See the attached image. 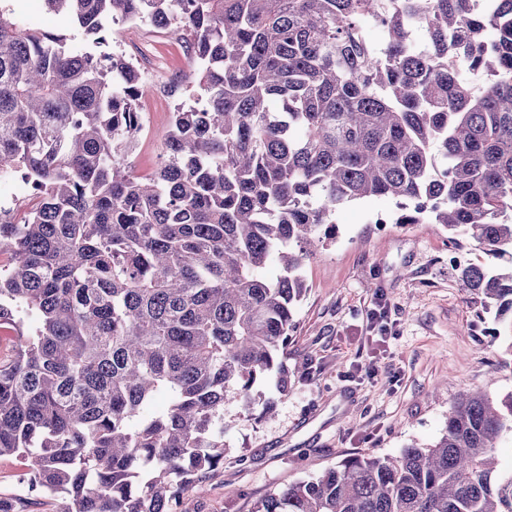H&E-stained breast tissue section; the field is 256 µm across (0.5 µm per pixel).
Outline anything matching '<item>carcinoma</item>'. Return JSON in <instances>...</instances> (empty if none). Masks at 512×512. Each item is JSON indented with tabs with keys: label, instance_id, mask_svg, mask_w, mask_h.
Returning a JSON list of instances; mask_svg holds the SVG:
<instances>
[{
	"label": "carcinoma",
	"instance_id": "obj_1",
	"mask_svg": "<svg viewBox=\"0 0 512 512\" xmlns=\"http://www.w3.org/2000/svg\"><path fill=\"white\" fill-rule=\"evenodd\" d=\"M88 46L117 19L171 30L184 80L148 177L126 162L150 92L123 53L73 49L0 7V176L38 197L0 211V457L63 512H188L224 465V404L274 409L336 210L385 197L502 265L456 267L512 337V0H42ZM422 31V49L414 34ZM167 407L151 412L159 397ZM512 393L461 395L439 441L363 456L255 512H512L492 482Z\"/></svg>",
	"mask_w": 512,
	"mask_h": 512
}]
</instances>
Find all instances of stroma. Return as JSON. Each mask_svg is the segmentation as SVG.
I'll list each match as a JSON object with an SVG mask.
<instances>
[{"mask_svg": "<svg viewBox=\"0 0 512 512\" xmlns=\"http://www.w3.org/2000/svg\"><path fill=\"white\" fill-rule=\"evenodd\" d=\"M115 49L152 55L167 84L192 69L184 53L160 36L113 23ZM177 98L166 88L140 101L149 133L130 160L153 171ZM388 222L380 226L377 215ZM393 202L378 198L340 207L336 239L318 247L302 272L308 292L294 320L289 363L307 362L274 415L253 410L234 418L220 473L204 497L186 492L191 512H254L289 484L321 474L347 458L397 455L426 447L443 434L459 395L484 390L493 400L512 392V338L495 333L494 311L461 288L456 263L488 264L464 236L438 224H400Z\"/></svg>", "mask_w": 512, "mask_h": 512, "instance_id": "1", "label": "stroma"}]
</instances>
